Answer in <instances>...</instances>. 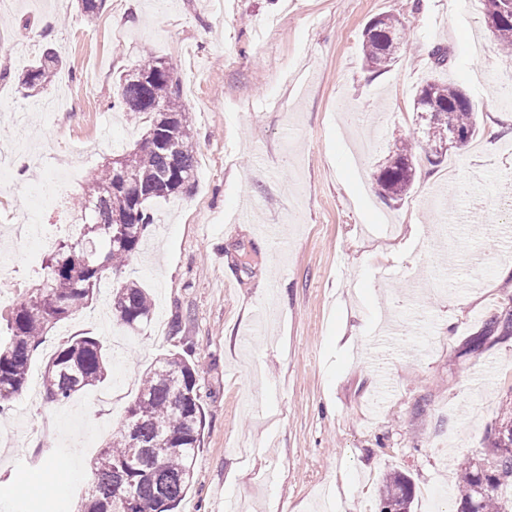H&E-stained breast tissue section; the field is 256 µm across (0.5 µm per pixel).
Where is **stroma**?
Wrapping results in <instances>:
<instances>
[{
  "label": "stroma",
  "instance_id": "obj_1",
  "mask_svg": "<svg viewBox=\"0 0 512 512\" xmlns=\"http://www.w3.org/2000/svg\"><path fill=\"white\" fill-rule=\"evenodd\" d=\"M54 28L42 26L46 14ZM390 13L396 62L369 68L362 32ZM484 0H0V147L25 138L72 170L0 181V251L26 295L41 274L3 232L43 189L78 196L141 120L113 108L144 55L190 72L196 184L157 198L122 278L154 303L116 325L100 289L49 330L21 398L0 413V512H75L93 462L165 354L200 361L205 428L177 512H379L386 474L407 475L415 512H457L456 464L488 463L486 436L512 401V55ZM63 66L33 98L16 76L45 48ZM445 48L444 65L433 52ZM463 89L478 131L439 162L419 160L402 199L368 185L415 128L425 81ZM103 339L106 380L47 402L45 363L64 338Z\"/></svg>",
  "mask_w": 512,
  "mask_h": 512
}]
</instances>
